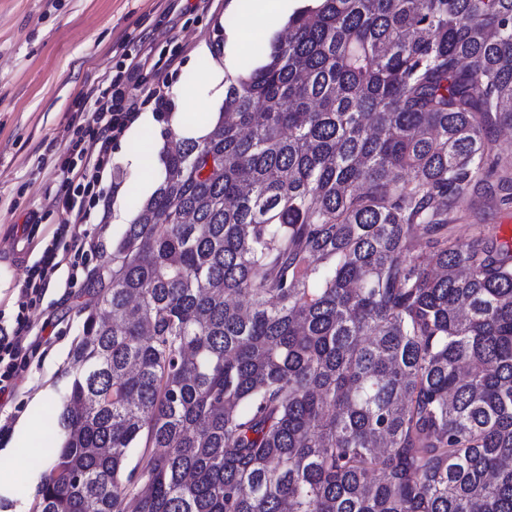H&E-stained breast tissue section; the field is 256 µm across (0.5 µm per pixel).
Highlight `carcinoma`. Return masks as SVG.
<instances>
[{
  "label": "carcinoma",
  "mask_w": 512,
  "mask_h": 512,
  "mask_svg": "<svg viewBox=\"0 0 512 512\" xmlns=\"http://www.w3.org/2000/svg\"><path fill=\"white\" fill-rule=\"evenodd\" d=\"M91 281L36 512H512V0H299ZM507 192L511 191L501 190L496 180L477 186L473 194L455 208L454 215L462 217L455 223L458 224L454 226L456 232L464 234L468 227L465 224H478L495 232L501 242L512 243L510 227L506 232L511 240L508 241L505 236V227L512 226V205L501 202Z\"/></svg>",
  "instance_id": "obj_1"
}]
</instances>
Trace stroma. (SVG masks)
I'll list each match as a JSON object with an SVG mask.
<instances>
[{
  "label": "stroma",
  "mask_w": 512,
  "mask_h": 512,
  "mask_svg": "<svg viewBox=\"0 0 512 512\" xmlns=\"http://www.w3.org/2000/svg\"><path fill=\"white\" fill-rule=\"evenodd\" d=\"M190 0H0V330L17 326L16 297L26 268L48 248L64 249L52 238L62 214L52 205L68 184L61 171L73 148L94 147L93 125L73 120L82 92L105 72L130 64L138 53L153 57L176 56L177 69L135 72L133 92L162 88L171 103L168 110L144 108L160 133L158 139L124 133L112 142L104 185L116 190L105 200V218L90 216L85 229L97 248L87 253L88 270H95L112 253L122 233L124 218L134 215L149 193L145 173L133 166V155L163 149L174 131L175 113L188 112L197 123L216 118L224 87L216 85L204 104L183 103L178 88L212 74H223L225 55L215 54L225 33L255 28V35L236 48L238 62L264 56L271 35L282 32L284 18L271 16L253 23L236 10L232 0H206L189 10ZM502 190L491 182L476 187L455 213L467 225L489 228L504 236L512 226V205L502 203ZM39 214L40 224L29 222ZM66 271H59L36 307L28 310V334L36 343L29 352L24 378L9 395L0 396V422L16 425L40 394L54 409H61L70 383L69 352L82 333L81 305L87 279L67 286ZM0 437V469L12 471L10 484L0 487V512H33L40 478L60 444L57 424L45 427L38 447L29 449L27 462L17 465Z\"/></svg>",
  "instance_id": "stroma-1"
}]
</instances>
